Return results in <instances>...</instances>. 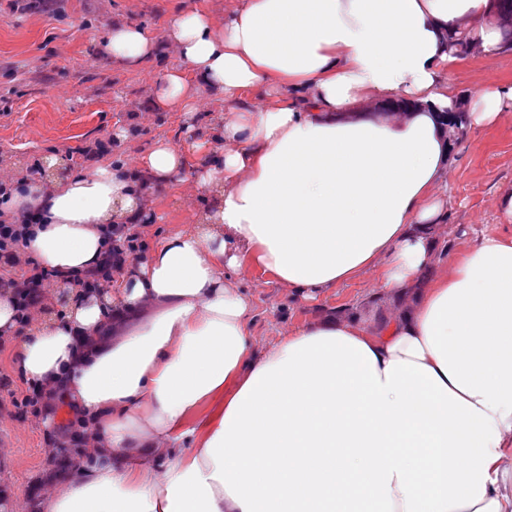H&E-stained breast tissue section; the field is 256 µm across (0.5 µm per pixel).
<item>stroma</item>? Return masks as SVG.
<instances>
[{"label":"stroma","instance_id":"obj_1","mask_svg":"<svg viewBox=\"0 0 512 512\" xmlns=\"http://www.w3.org/2000/svg\"><path fill=\"white\" fill-rule=\"evenodd\" d=\"M225 0H58L54 12L37 0H0V175L25 178L34 162L60 159L61 171L92 169L86 148H104V160L134 164L159 139L184 147L200 135V117L215 115L224 103L208 90L199 93L197 119L180 112L152 111L154 85L178 65L171 52L138 70L113 65L102 56L101 42L113 22L143 27L164 44L171 18L184 11L223 15ZM461 90L481 91L512 83V49L492 60L470 56L452 67ZM193 172L156 195L157 229H182L200 205L191 190ZM448 181V217L441 230L446 255L465 239L498 229L494 207L500 185L512 182V107L491 127L469 130L456 144ZM154 229V230H157ZM145 229L143 243H150ZM240 285L253 302L248 330L256 347H265L289 327L336 307L359 309L369 325L382 314L368 307L372 281L360 278L324 293L286 290L272 278L243 276ZM28 384L16 373L9 345H0V488L9 487L29 501L50 466L64 461L79 445L67 424L50 429L17 407Z\"/></svg>","mask_w":512,"mask_h":512}]
</instances>
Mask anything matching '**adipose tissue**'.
Listing matches in <instances>:
<instances>
[{"instance_id":"1","label":"adipose tissue","mask_w":512,"mask_h":512,"mask_svg":"<svg viewBox=\"0 0 512 512\" xmlns=\"http://www.w3.org/2000/svg\"><path fill=\"white\" fill-rule=\"evenodd\" d=\"M511 28L495 0H227L220 20L172 18L183 65L153 107L191 114L211 90L214 136L0 201L36 214L24 252L51 275L24 323L0 289V339L86 437L36 512H512V233L438 251L455 43L491 59ZM102 47L126 69L157 52L125 23ZM510 105L506 84L460 110L474 129ZM190 167L191 227L83 288L112 228L154 223L151 191ZM253 272L301 293L371 277L386 318L339 310L254 353L237 285Z\"/></svg>"}]
</instances>
